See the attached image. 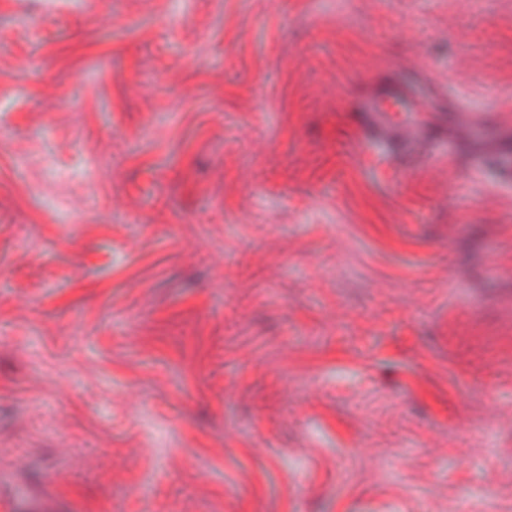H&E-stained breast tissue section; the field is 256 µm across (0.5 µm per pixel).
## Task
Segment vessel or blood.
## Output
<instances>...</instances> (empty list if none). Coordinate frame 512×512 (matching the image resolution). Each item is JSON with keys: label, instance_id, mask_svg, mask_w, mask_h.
Returning a JSON list of instances; mask_svg holds the SVG:
<instances>
[{"label": "vessel or blood", "instance_id": "1", "mask_svg": "<svg viewBox=\"0 0 512 512\" xmlns=\"http://www.w3.org/2000/svg\"><path fill=\"white\" fill-rule=\"evenodd\" d=\"M355 108L362 116L367 133L407 152L416 151L430 132L429 125L419 121V114L439 109L447 111L483 139L503 142V149L495 151L494 156L502 181H512V128L489 125L484 114L464 111L455 93L439 95L433 83L423 79L418 69L396 73L375 93L360 96Z\"/></svg>", "mask_w": 512, "mask_h": 512}]
</instances>
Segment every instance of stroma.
Segmentation results:
<instances>
[{
  "label": "stroma",
  "mask_w": 512,
  "mask_h": 512,
  "mask_svg": "<svg viewBox=\"0 0 512 512\" xmlns=\"http://www.w3.org/2000/svg\"><path fill=\"white\" fill-rule=\"evenodd\" d=\"M512 0H0V478L70 512H512ZM357 112H361L364 129L379 140L389 142L406 152H414L421 140L430 133L431 125L418 120L420 112H435L434 117L453 115L467 128L478 132L484 140L505 142L504 149L486 153L482 160L492 155L498 163L501 180L512 181V134L509 126H490L487 118L479 112H462L457 95L448 90L446 96H440L433 83L423 79L420 71L410 68L397 72L391 79L381 84L375 93L361 95L356 103Z\"/></svg>",
  "instance_id": "1"
}]
</instances>
